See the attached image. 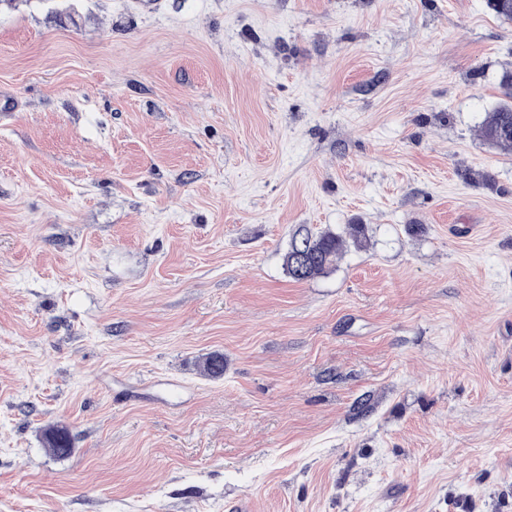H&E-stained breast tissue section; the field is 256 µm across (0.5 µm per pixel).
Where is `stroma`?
Returning <instances> with one entry per match:
<instances>
[{
  "label": "stroma",
  "instance_id": "1",
  "mask_svg": "<svg viewBox=\"0 0 512 512\" xmlns=\"http://www.w3.org/2000/svg\"><path fill=\"white\" fill-rule=\"evenodd\" d=\"M511 71L487 0H0V512H512ZM501 87L504 98L486 112L479 126L480 136L492 147L512 150V74L504 77ZM367 227L347 224L341 230L326 226L321 229L300 224L292 234L283 253L285 272L296 282H308L326 274L339 256L349 247L357 250L367 246Z\"/></svg>",
  "mask_w": 512,
  "mask_h": 512
}]
</instances>
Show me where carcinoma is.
Segmentation results:
<instances>
[{"mask_svg": "<svg viewBox=\"0 0 512 512\" xmlns=\"http://www.w3.org/2000/svg\"><path fill=\"white\" fill-rule=\"evenodd\" d=\"M501 87L503 99L486 112L480 125V136L495 148L512 150V74L504 77ZM367 242V227L364 224H347L341 230L330 226L316 229L301 224L283 253V267L292 280L308 282L332 269L339 256L349 247L361 250L367 246ZM201 371L211 379L224 377V355L213 353L202 358ZM46 443L59 457L72 452L71 437L63 429L50 431Z\"/></svg>", "mask_w": 512, "mask_h": 512, "instance_id": "carcinoma-1", "label": "carcinoma"}]
</instances>
